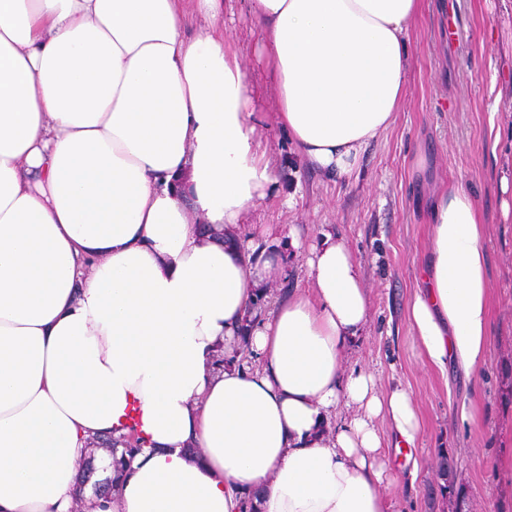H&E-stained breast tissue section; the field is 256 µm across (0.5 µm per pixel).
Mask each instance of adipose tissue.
Returning a JSON list of instances; mask_svg holds the SVG:
<instances>
[{
	"label": "adipose tissue",
	"instance_id": "ef3b65f1",
	"mask_svg": "<svg viewBox=\"0 0 512 512\" xmlns=\"http://www.w3.org/2000/svg\"><path fill=\"white\" fill-rule=\"evenodd\" d=\"M0 0V512H68L89 448L135 436L90 512H388L378 421L414 447L409 388L346 364L371 304L324 227L304 287L251 223L281 173L219 30L223 0ZM309 168L350 177L399 112L421 0H246ZM405 320L424 364L482 373L484 216L428 204ZM228 358L218 367V358Z\"/></svg>",
	"mask_w": 512,
	"mask_h": 512
}]
</instances>
